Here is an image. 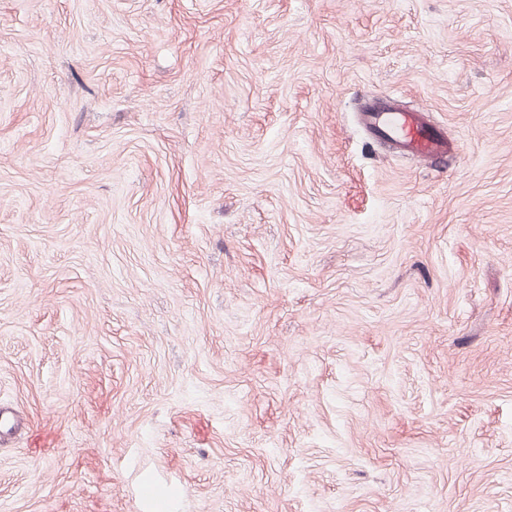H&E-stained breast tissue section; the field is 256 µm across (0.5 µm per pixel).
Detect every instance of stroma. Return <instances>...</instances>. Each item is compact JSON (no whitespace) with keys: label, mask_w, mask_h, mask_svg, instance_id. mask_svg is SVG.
I'll use <instances>...</instances> for the list:
<instances>
[{"label":"stroma","mask_w":512,"mask_h":512,"mask_svg":"<svg viewBox=\"0 0 512 512\" xmlns=\"http://www.w3.org/2000/svg\"><path fill=\"white\" fill-rule=\"evenodd\" d=\"M2 408L0 512H512V0H0ZM361 116L375 138L387 139L403 155L443 158L452 147L446 132L426 122L422 112H394L389 107L371 104Z\"/></svg>","instance_id":"obj_1"}]
</instances>
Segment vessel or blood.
Listing matches in <instances>:
<instances>
[{
	"label": "vessel or blood",
	"mask_w": 512,
	"mask_h": 512,
	"mask_svg": "<svg viewBox=\"0 0 512 512\" xmlns=\"http://www.w3.org/2000/svg\"><path fill=\"white\" fill-rule=\"evenodd\" d=\"M362 121L375 138L388 140L407 156L442 158L451 148L446 132L426 122L419 112H396L371 104L363 110Z\"/></svg>",
	"instance_id": "obj_1"
}]
</instances>
